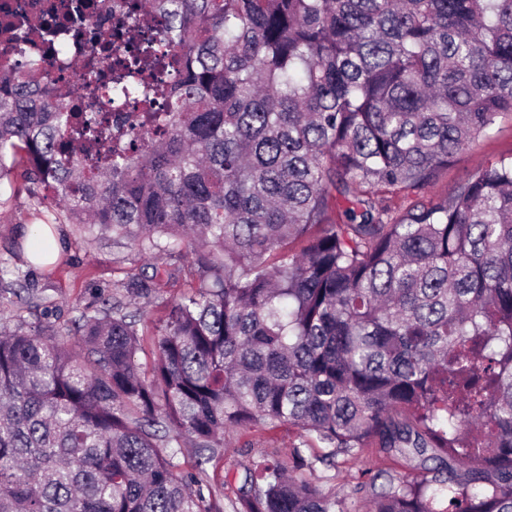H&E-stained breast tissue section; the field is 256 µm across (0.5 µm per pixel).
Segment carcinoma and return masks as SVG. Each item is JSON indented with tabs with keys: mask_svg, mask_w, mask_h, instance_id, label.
<instances>
[{
	"mask_svg": "<svg viewBox=\"0 0 512 512\" xmlns=\"http://www.w3.org/2000/svg\"><path fill=\"white\" fill-rule=\"evenodd\" d=\"M149 2L177 78L143 90L136 151L106 112L73 123L35 64L0 70V181L173 260L70 325L0 332V512H224L205 465L252 424L301 429L322 463L367 445L417 462L370 483L373 512H512V162L426 195L512 115V0ZM186 270L141 363L129 300ZM24 281L0 263L1 296ZM309 468L252 462L233 512H336Z\"/></svg>",
	"mask_w": 512,
	"mask_h": 512,
	"instance_id": "cac0c4a2",
	"label": "carcinoma"
}]
</instances>
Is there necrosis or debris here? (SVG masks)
I'll use <instances>...</instances> for the list:
<instances>
[{
	"mask_svg": "<svg viewBox=\"0 0 512 512\" xmlns=\"http://www.w3.org/2000/svg\"><path fill=\"white\" fill-rule=\"evenodd\" d=\"M74 0H0V19L22 20L42 16L51 21L65 19ZM89 20L79 29L61 34L54 43H15L0 34V64L23 66L34 61L37 67L56 82L72 87L74 103L80 112H108L112 125L125 128L141 122L143 109L134 98L91 83L86 67L90 55H97L100 69H108L110 60L103 48L110 42H123L134 50L146 36L161 38L168 26L164 16H154L150 25H143L125 10L131 0H90Z\"/></svg>",
	"mask_w": 512,
	"mask_h": 512,
	"instance_id": "1",
	"label": "necrosis or debris"
}]
</instances>
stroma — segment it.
<instances>
[{
  "mask_svg": "<svg viewBox=\"0 0 512 512\" xmlns=\"http://www.w3.org/2000/svg\"><path fill=\"white\" fill-rule=\"evenodd\" d=\"M511 159L512 117L504 115L438 172L428 193L446 194L482 167ZM51 214L56 217L53 232L58 259L45 267L31 261L30 253L42 242L41 228ZM16 259L25 262L31 285L50 287L52 303L46 316L59 324L69 323L94 309L101 297L118 292L125 269L143 263L142 257L129 249L114 246L111 234L68 223L62 206L55 204L43 186L19 179L0 183V260ZM273 449L286 455L298 451L311 460L313 482L324 493L336 496L342 512H371L370 492L353 491L358 483L375 476L384 482L410 471L404 461L386 458L371 447L338 454L334 464L327 465L319 460L323 445L305 442L297 428L251 426L231 431L224 438L221 473L226 481L225 501L234 500L243 465Z\"/></svg>",
  "mask_w": 512,
  "mask_h": 512,
  "instance_id": "35a3bbf8",
  "label": "stroma"
}]
</instances>
